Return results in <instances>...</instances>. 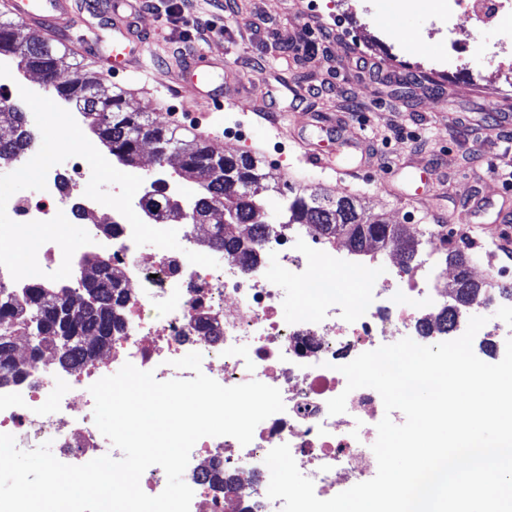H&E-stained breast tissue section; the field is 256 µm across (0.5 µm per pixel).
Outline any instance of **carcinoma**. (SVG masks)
Masks as SVG:
<instances>
[{"instance_id": "obj_1", "label": "carcinoma", "mask_w": 512, "mask_h": 512, "mask_svg": "<svg viewBox=\"0 0 512 512\" xmlns=\"http://www.w3.org/2000/svg\"><path fill=\"white\" fill-rule=\"evenodd\" d=\"M2 56L15 60L19 70H37L62 103L79 112L91 133L118 163L135 168L147 138L163 141L168 153L179 157L178 176L197 185L198 194L186 208L187 217L182 223H209L212 233L208 245L220 246L229 254L251 252L240 239L239 228L248 229L251 243L257 242L265 230V210L258 198L262 175L253 157L241 155L248 178L236 190L228 191L221 175L209 166L208 145L196 138L189 140L140 112L128 111L123 92L101 90L93 73L83 68L76 66L72 78L59 80L58 50L11 22H0ZM0 124L12 128V138L0 142V156L28 146L30 136L23 112H0ZM168 198L165 181H158V188L148 195L146 213L169 221ZM280 222L309 224L327 240H341L353 254L372 259L401 241L409 271L417 267L424 247L422 238L407 235L400 224L380 220L364 223L363 212L350 197L307 195L291 186L284 196ZM440 257L457 269V277L464 285L437 321V331L447 336L455 331L458 313L485 291V284L472 280L468 260L462 253L447 247ZM83 263L90 274L76 276L75 288L0 285V385L22 380L48 354L65 371L78 368L98 355L112 332L122 329L125 289L120 278L98 256H86Z\"/></svg>"}]
</instances>
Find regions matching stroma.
I'll return each mask as SVG.
<instances>
[{
	"label": "stroma",
	"instance_id": "1",
	"mask_svg": "<svg viewBox=\"0 0 512 512\" xmlns=\"http://www.w3.org/2000/svg\"><path fill=\"white\" fill-rule=\"evenodd\" d=\"M175 0H153L129 11L145 28L144 84L133 73L95 66L105 85L126 91L129 110L164 124L191 123L198 111L191 87L177 88L176 67L186 55L206 52L221 61L214 79L232 76L253 94L215 109L223 122L209 145L226 154L254 156L264 188L260 197L277 216L286 183L334 197L353 196L365 215L403 225L408 235L445 229L469 260L480 282L512 285V252L489 257L463 235L490 225L498 211H512V84L496 73L497 55L512 38L495 35L448 16L433 0H187L186 15L222 24L223 33L193 35L180 54L163 31L161 17ZM488 43L467 68L433 66V46L447 41ZM378 63V81L355 65L358 57ZM281 114L282 135L268 134L263 106ZM338 151V141L357 144L359 179L337 184L333 173L297 160L296 140ZM488 210L471 215L470 199Z\"/></svg>",
	"mask_w": 512,
	"mask_h": 512
}]
</instances>
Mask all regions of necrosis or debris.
I'll return each instance as SVG.
<instances>
[{"mask_svg":"<svg viewBox=\"0 0 512 512\" xmlns=\"http://www.w3.org/2000/svg\"><path fill=\"white\" fill-rule=\"evenodd\" d=\"M449 21L468 19L512 31V7L495 0H445ZM89 163L78 156L53 166L45 190L11 197L7 213L25 223L64 213L81 223L98 211L85 196ZM106 258L126 290L124 327L114 334L112 353L91 360L70 381L46 362L27 379L0 387V433L30 451L50 443L66 464L122 453L102 435L94 420L90 386L132 363L153 371L157 380L193 378L174 367L188 353L202 356V372L231 387L252 380L279 389L284 409L257 425L248 445L230 436L204 437L193 446L183 475L192 489L190 512H282L270 499L268 452L289 445L302 475L315 492L348 489L368 481L377 460L372 446L383 401L371 388L346 392L341 365L361 353L411 338L448 304L439 278H395L374 262L351 269L335 243L307 224H275L259 242L256 260L246 263L217 248L204 249L196 225L182 228L179 249L132 239V227L111 212ZM207 252L216 267L191 264L187 252ZM275 258L288 274L273 279L261 268ZM290 306L282 315V306ZM347 393L346 411L329 414V399ZM223 472L217 487L203 472Z\"/></svg>","mask_w":512,"mask_h":512,"instance_id":"obj_1","label":"necrosis or debris"}]
</instances>
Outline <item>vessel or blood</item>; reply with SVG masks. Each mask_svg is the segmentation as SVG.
I'll use <instances>...</instances> for the list:
<instances>
[{
    "label": "vessel or blood",
    "instance_id": "1",
    "mask_svg": "<svg viewBox=\"0 0 512 512\" xmlns=\"http://www.w3.org/2000/svg\"><path fill=\"white\" fill-rule=\"evenodd\" d=\"M11 17L21 20L47 41L57 43L65 50L98 60L95 48L96 37L92 30L76 28L71 16V0H0ZM130 0H112V49L109 61L116 71L145 69V42L137 38L127 24L123 11ZM188 83L198 95L202 108L199 122L210 118L208 109L214 104L213 67L205 54H198L194 64L188 69Z\"/></svg>",
    "mask_w": 512,
    "mask_h": 512
}]
</instances>
